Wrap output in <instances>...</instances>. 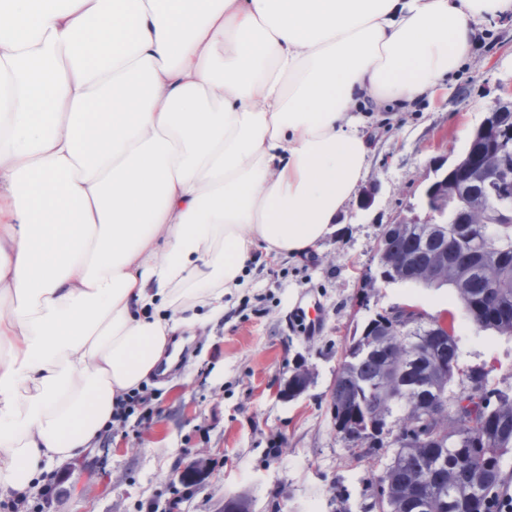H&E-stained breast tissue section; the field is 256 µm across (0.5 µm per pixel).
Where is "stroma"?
<instances>
[{
    "mask_svg": "<svg viewBox=\"0 0 512 512\" xmlns=\"http://www.w3.org/2000/svg\"><path fill=\"white\" fill-rule=\"evenodd\" d=\"M508 91L511 15L480 27L447 97L381 113L371 125L362 185L374 189L372 202L353 197L313 262H261L223 321L195 329L176 363L147 382L148 426H113L98 448L47 474L52 503L41 508L31 492L28 512H164L180 493L183 512H220L242 491L254 512H367L381 463L337 435L329 390L356 329L405 303L434 316L454 313L462 364L512 387V338L469 326L451 290L390 283L374 294L363 286L364 274L377 271L382 229L420 205L433 168L463 152L495 97ZM298 363L315 375L289 402L280 391ZM198 453L209 457L210 477L174 481Z\"/></svg>",
    "mask_w": 512,
    "mask_h": 512,
    "instance_id": "35a3bbf8",
    "label": "stroma"
}]
</instances>
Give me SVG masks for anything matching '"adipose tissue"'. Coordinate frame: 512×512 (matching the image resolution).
<instances>
[{"label": "adipose tissue", "mask_w": 512, "mask_h": 512, "mask_svg": "<svg viewBox=\"0 0 512 512\" xmlns=\"http://www.w3.org/2000/svg\"><path fill=\"white\" fill-rule=\"evenodd\" d=\"M512 0H0V498L303 254Z\"/></svg>", "instance_id": "1"}]
</instances>
